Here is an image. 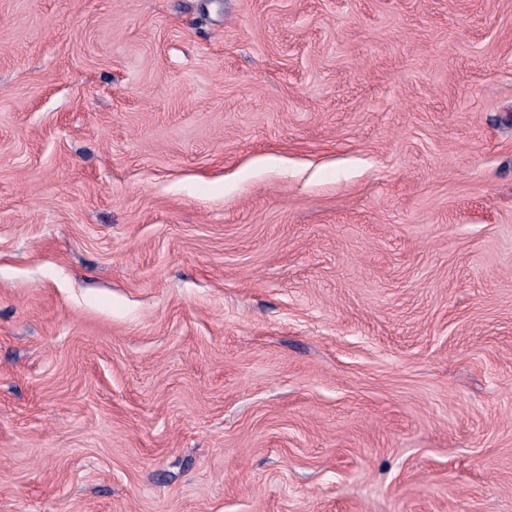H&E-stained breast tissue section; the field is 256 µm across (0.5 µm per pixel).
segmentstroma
Listing matches in <instances>:
<instances>
[{
  "mask_svg": "<svg viewBox=\"0 0 512 512\" xmlns=\"http://www.w3.org/2000/svg\"><path fill=\"white\" fill-rule=\"evenodd\" d=\"M0 512H512V0H0Z\"/></svg>",
  "mask_w": 512,
  "mask_h": 512,
  "instance_id": "1",
  "label": "stroma"
}]
</instances>
